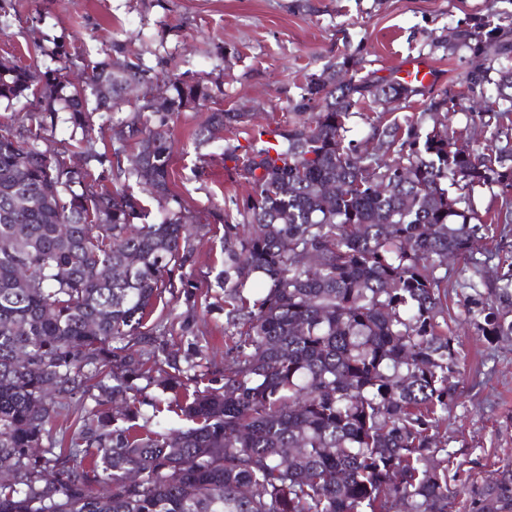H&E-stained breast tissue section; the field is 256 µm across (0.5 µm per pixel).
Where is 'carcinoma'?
<instances>
[{
  "label": "carcinoma",
  "instance_id": "obj_1",
  "mask_svg": "<svg viewBox=\"0 0 512 512\" xmlns=\"http://www.w3.org/2000/svg\"><path fill=\"white\" fill-rule=\"evenodd\" d=\"M446 43L482 56L483 69L429 96L416 120L370 123L380 155L346 138L353 109L397 107L418 90L361 74L352 56L305 76L273 128L210 114L205 141L247 128L252 193L235 222L224 216V382L184 395L185 429L139 422L135 380L149 361L177 368L159 356L162 322L150 319L162 293H176L195 219L165 206L147 221L131 184L175 200L163 127L213 99L208 80L180 75L160 97L119 46L93 61L61 45L43 70L0 60V104L35 105L0 126V470L17 473L0 484V512H452L439 436L458 398L448 281L466 291L464 321L487 344L512 339V259L484 278L496 254L472 205L475 188H496V225H512V127L501 122L512 112V28L475 16ZM74 69L83 83L68 79ZM132 83L138 105L101 152L96 114L119 108ZM462 99L495 128L489 147L461 148L462 132L435 115ZM61 110L86 142L81 168L65 161L69 141L48 136ZM146 141L141 163L125 165ZM328 183L340 186L329 202ZM450 255L465 266L448 268ZM105 264L122 274L101 278ZM79 390L97 391L95 406L77 414L66 446L30 456ZM471 512H512L511 469Z\"/></svg>",
  "mask_w": 512,
  "mask_h": 512
}]
</instances>
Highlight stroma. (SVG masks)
Returning a JSON list of instances; mask_svg holds the SVG:
<instances>
[{
    "label": "stroma",
    "mask_w": 512,
    "mask_h": 512,
    "mask_svg": "<svg viewBox=\"0 0 512 512\" xmlns=\"http://www.w3.org/2000/svg\"><path fill=\"white\" fill-rule=\"evenodd\" d=\"M16 11L0 34V58L45 66L46 53L64 44L97 59L112 43L142 55L154 71L175 57L179 70L210 73L221 91L206 106L192 105L166 128L173 145L171 189L192 212L193 251L182 272L187 281L176 297L160 302L155 315L166 333L161 341L176 356L174 389L146 388L145 415L179 428L177 402L185 392L220 380L229 358L224 342V224L218 215L235 211L251 185L224 164V146L245 144L243 128L223 140L203 142L199 133L218 109L251 112L256 122L288 117L305 75L352 53L365 71L380 77L401 60L417 57L435 68L434 91L447 89L471 67L466 52L449 54L441 42L450 27L476 15L512 18V0H12ZM458 392L440 432L458 470L453 512H470L482 486L512 467V341L488 346L475 332L459 337ZM168 408L154 413L149 401Z\"/></svg>",
    "instance_id": "obj_1"
}]
</instances>
